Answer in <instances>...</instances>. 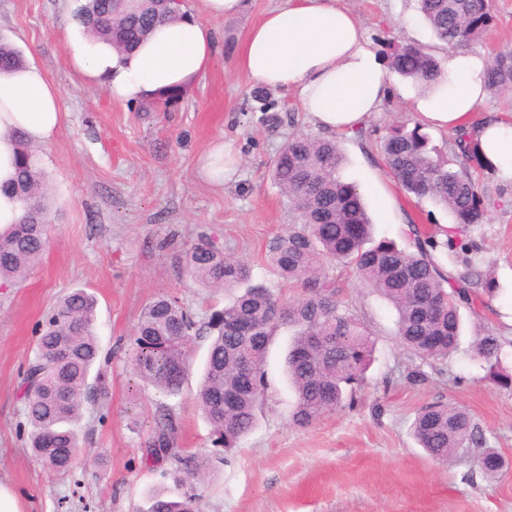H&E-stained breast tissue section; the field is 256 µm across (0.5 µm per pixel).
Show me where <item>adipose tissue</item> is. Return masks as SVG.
Returning a JSON list of instances; mask_svg holds the SVG:
<instances>
[{"label": "adipose tissue", "mask_w": 512, "mask_h": 512, "mask_svg": "<svg viewBox=\"0 0 512 512\" xmlns=\"http://www.w3.org/2000/svg\"><path fill=\"white\" fill-rule=\"evenodd\" d=\"M201 2V16L184 14L157 26L128 54L84 33L66 32L74 70L85 83L106 87L114 100L133 105L160 90L189 86L207 72L216 53L209 19L238 16L245 6L244 0ZM236 67L257 83L293 93L313 124L328 132L357 131L391 93L389 71L361 22L339 0H285L266 11L240 43ZM486 67L477 55L449 56L446 78L415 109L429 126L469 132L494 171L512 181V114L472 121L487 95ZM61 123L59 92L39 66L0 70V185L15 176L17 134L46 145Z\"/></svg>", "instance_id": "ef3b65f1"}]
</instances>
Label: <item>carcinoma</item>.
Listing matches in <instances>:
<instances>
[{
	"mask_svg": "<svg viewBox=\"0 0 512 512\" xmlns=\"http://www.w3.org/2000/svg\"><path fill=\"white\" fill-rule=\"evenodd\" d=\"M418 9L435 36L449 47L480 38L494 17L490 0H417ZM174 0H86L79 9L84 28L94 37L130 52L161 23L177 16ZM25 63L20 52L0 42V69ZM391 69L425 87L442 76L439 61L421 47H396ZM487 89L497 94L512 90V49L492 57ZM16 176L8 187L22 203L18 223L0 232V281L21 282L41 259L49 223L47 185L38 153L24 135L18 136ZM386 167L399 186L417 199H428L450 212L466 228L484 224L496 203L471 177L469 167L491 169L475 143L462 132L444 146L433 143L420 125L393 126L381 143ZM344 155L334 140L294 138L280 149L273 177L298 223L270 245V262L279 277L297 282L304 293L283 302L264 282L252 280L247 263L210 243L183 249L186 274L200 288L230 293L224 309L208 322L213 333L198 391V406L212 427L216 442L231 449L255 426L267 398L263 370L270 342L283 327L294 331L287 357V374L295 394L292 421L312 425L325 412L354 401L367 384L366 372L375 351L367 326L336 299L329 268H349L366 286L383 296L397 313L396 335L401 344L424 362L448 358L461 333L459 305H472L492 285L475 270L470 258L465 271L444 272L434 260L437 251L467 253L472 245L421 233L412 224L413 249L382 240L370 241V219L355 183L339 177ZM96 299L82 288L65 295L53 308L38 338L20 385L23 414L29 426L33 454L52 472L66 474L73 453L80 449L76 424L90 400L93 374L100 354ZM200 327L175 297L149 302L138 321L131 363L139 380L166 395L180 393L190 366L193 341ZM475 351L504 388L512 376L498 371L501 344L487 334L475 341ZM414 436L438 461L462 457L478 448L477 467L486 476L502 469L501 455L485 448L482 430L470 413L452 404L421 409L413 421ZM176 424L164 409L157 416L146 451L157 462L172 459L179 471L197 474L202 464L177 448ZM198 495L168 499L161 491L151 496L147 512H196Z\"/></svg>",
	"mask_w": 512,
	"mask_h": 512,
	"instance_id": "cac0c4a2",
	"label": "carcinoma"
}]
</instances>
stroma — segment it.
Listing matches in <instances>:
<instances>
[{"label":"stroma","mask_w":512,"mask_h":512,"mask_svg":"<svg viewBox=\"0 0 512 512\" xmlns=\"http://www.w3.org/2000/svg\"><path fill=\"white\" fill-rule=\"evenodd\" d=\"M279 2L246 0L237 17L211 20L217 51L207 73L169 103L131 106L105 87L84 84L71 66L60 33L75 25L79 0H0V38L43 68L61 92L64 114L56 140L38 150L51 187L47 246L25 282L0 286V485L21 512H146L153 491L176 499L198 486L200 512H512V389L490 377L472 348L477 336H499L500 365L512 373V182L494 172L473 175L502 204L463 234L477 244L473 262L494 291L477 309L461 307L459 344L426 383L405 380L420 360L399 344L392 306L341 266L330 271L338 296L376 341L369 386L353 405L306 428L292 423L296 397L284 371L292 336L285 328L265 361L267 401L258 424L229 453L214 445L197 404L208 333L194 341L180 396H164L133 374L127 354L146 303L178 298L201 323L224 306L223 292L196 288L184 273L182 249L200 237L247 262L255 280L283 298L302 293L268 263L271 242L296 221L272 170L288 139L325 132L294 95L261 86L235 65L248 28ZM341 3L380 58L391 45L413 44L447 60L448 47L435 39L416 0ZM492 11V25L466 52L489 58L512 46V0H492ZM390 84L394 95L381 112L335 139L345 154L343 179L364 190L374 240L404 246L409 224L445 228L453 219L445 208L408 196L381 164L383 137L396 123H418L414 105L423 94L398 76ZM219 141L231 143L239 164L216 186L202 174L200 158ZM78 287L97 298L105 386L78 424L74 468L58 475L27 447L19 386L47 314ZM436 402L472 415L487 447L506 462L500 474L467 479L472 457L438 463L417 445L413 418ZM163 406L175 419L178 447L205 462V483L175 484L172 463L147 457L145 442Z\"/></svg>","instance_id":"stroma-1"}]
</instances>
